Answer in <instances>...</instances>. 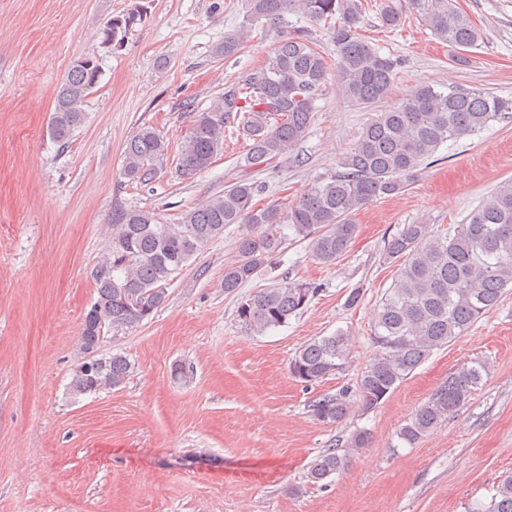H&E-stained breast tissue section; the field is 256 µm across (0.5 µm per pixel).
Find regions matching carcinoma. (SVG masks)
Masks as SVG:
<instances>
[{
  "label": "carcinoma",
  "mask_w": 512,
  "mask_h": 512,
  "mask_svg": "<svg viewBox=\"0 0 512 512\" xmlns=\"http://www.w3.org/2000/svg\"><path fill=\"white\" fill-rule=\"evenodd\" d=\"M423 15L432 34L455 49L452 62L467 63L463 50L476 46L481 34L454 0H383V25L400 27L404 9ZM329 26L336 50V87L344 100L372 112L336 172L322 178L295 204L259 206L268 185L255 178L291 154L309 133L315 102L329 79L325 57L305 26L288 25V15ZM142 10L108 19L99 29L101 43L121 47L127 32L141 22ZM359 0H247L243 22L224 32L217 53L233 58L252 28L262 26L275 39L273 51L245 83L224 87L212 104L192 111L191 127L179 157L184 176L206 170L221 150L224 127L233 116L249 141L238 161L243 175L186 211L179 224H162L148 210L119 207L112 211V243L94 274L96 298L85 313L79 336L84 354L69 384L74 396L121 386L131 369L120 354L88 359L98 350L104 330L132 327L167 301L166 286L188 262L224 229L239 228L236 259L224 268V292L238 294L257 273L271 266L293 236L312 239L314 257L333 263L355 236V211L399 194L426 162L448 141L473 135L512 113V99L483 89L420 84L398 103L385 108L400 57L381 54L365 41ZM100 68L92 56L77 59L61 84L48 131L62 144L84 121L82 104L98 84ZM168 143L151 126L140 127L126 142L123 176L151 183ZM387 259L398 265L391 288L373 318L375 352L357 381L356 396L365 412L421 365L433 350L466 333L512 288V180L498 184L465 222L445 234L427 224H405L385 241ZM319 288L286 280L240 298L236 317L243 331L263 336L288 323L308 307ZM350 336L338 331L305 344L290 362L291 374L307 385L343 368ZM481 361L463 365L448 377L399 429L397 437L412 446L431 434L448 415L465 406L483 378ZM314 419L341 422L348 413L345 394L311 404ZM350 462L345 449L329 448L311 464L308 475L320 482L342 472ZM467 512H512V475L504 477L488 503L476 501Z\"/></svg>",
  "instance_id": "cac0c4a2"
}]
</instances>
